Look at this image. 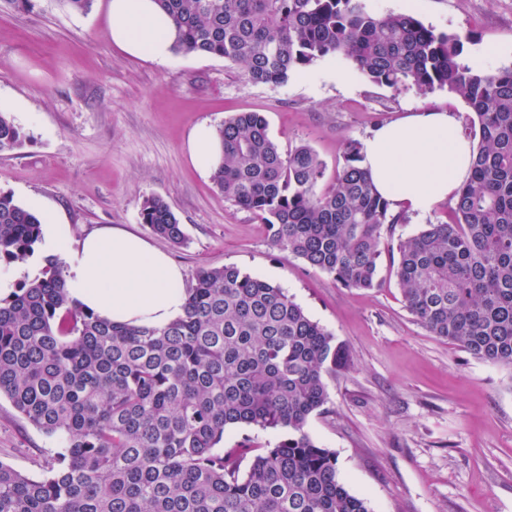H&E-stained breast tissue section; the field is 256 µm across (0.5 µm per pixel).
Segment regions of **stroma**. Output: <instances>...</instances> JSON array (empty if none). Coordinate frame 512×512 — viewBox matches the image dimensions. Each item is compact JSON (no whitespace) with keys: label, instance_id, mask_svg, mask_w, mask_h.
<instances>
[{"label":"stroma","instance_id":"35a3bbf8","mask_svg":"<svg viewBox=\"0 0 512 512\" xmlns=\"http://www.w3.org/2000/svg\"><path fill=\"white\" fill-rule=\"evenodd\" d=\"M377 13L413 11L436 30L471 32L466 57L512 66V0H365ZM109 0L89 12L66 0L31 11L0 0V112L26 135L0 151V190L22 206L40 201L75 234L111 224L168 253L186 279L200 267L237 266L283 288L344 345L326 375L328 410L308 432L336 454L341 481L371 512H512V370L473 358L426 331L406 310L381 257L380 285L343 287L277 246L266 225L216 192L189 159L198 124L261 112L282 149L306 143L334 179L347 140H364L408 113L469 109L445 91L426 96L379 86L351 64L324 58L282 84L249 81L221 58L176 54L163 64L112 43ZM499 45L493 56L487 45ZM346 71L328 80V68ZM164 198L186 241L176 246L141 221L148 197ZM58 448L0 397V462L41 474Z\"/></svg>","mask_w":512,"mask_h":512}]
</instances>
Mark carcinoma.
<instances>
[{"label": "carcinoma", "instance_id": "obj_1", "mask_svg": "<svg viewBox=\"0 0 512 512\" xmlns=\"http://www.w3.org/2000/svg\"><path fill=\"white\" fill-rule=\"evenodd\" d=\"M174 52L223 58L254 83L282 84L338 56L371 82L466 103L478 137L472 176L452 220L397 242L403 303L431 335L512 370V67L463 58L467 33L438 32L365 0H158ZM224 157L211 180L267 225L276 245L346 288L379 286L384 234L406 221L374 190L362 143L349 140L335 182L302 143L284 152L260 112L217 127ZM25 135L0 112V150ZM142 223L174 245L186 236L160 197ZM42 241L39 216L0 191V262H23ZM184 314L163 328L104 321L69 298L64 267L0 299V396L60 439L39 476L0 463V512H370L340 480L336 454L309 419L330 396L325 375L343 345L284 289L233 265L199 268ZM245 424L283 438L218 449Z\"/></svg>", "mask_w": 512, "mask_h": 512}]
</instances>
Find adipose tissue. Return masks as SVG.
Masks as SVG:
<instances>
[{"label": "adipose tissue", "mask_w": 512, "mask_h": 512, "mask_svg": "<svg viewBox=\"0 0 512 512\" xmlns=\"http://www.w3.org/2000/svg\"><path fill=\"white\" fill-rule=\"evenodd\" d=\"M108 27L113 45L130 57L163 64L173 53L174 26L157 0H110ZM363 153L391 212L422 214L467 182L473 146L456 113L432 109L380 125ZM43 223L46 251L65 258L68 294L83 309L130 327H161L183 314L184 272L166 252L115 226L77 239L51 213Z\"/></svg>", "instance_id": "adipose-tissue-1"}]
</instances>
